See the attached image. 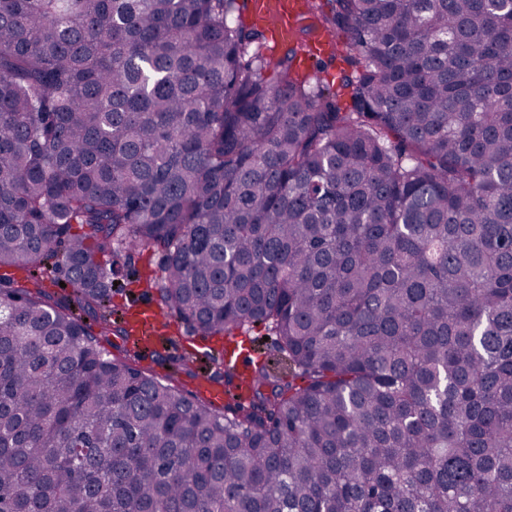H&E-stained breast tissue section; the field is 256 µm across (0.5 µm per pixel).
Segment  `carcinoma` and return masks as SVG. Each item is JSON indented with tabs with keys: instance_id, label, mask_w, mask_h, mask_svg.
<instances>
[{
	"instance_id": "carcinoma-1",
	"label": "carcinoma",
	"mask_w": 512,
	"mask_h": 512,
	"mask_svg": "<svg viewBox=\"0 0 512 512\" xmlns=\"http://www.w3.org/2000/svg\"><path fill=\"white\" fill-rule=\"evenodd\" d=\"M328 4L337 87L238 0H0V512H512V0ZM142 249L288 377L113 356ZM263 336H268L269 340L264 341ZM246 337L252 341V349L249 347L250 343L247 342L252 358L264 362L270 372L274 374L288 375V359L278 352L275 336L268 333L263 327H258L254 328Z\"/></svg>"
}]
</instances>
